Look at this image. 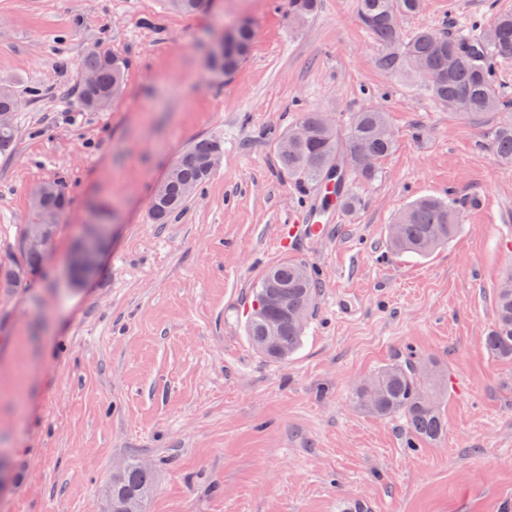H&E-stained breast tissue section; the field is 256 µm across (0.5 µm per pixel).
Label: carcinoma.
<instances>
[{
	"instance_id": "carcinoma-1",
	"label": "carcinoma",
	"mask_w": 512,
	"mask_h": 512,
	"mask_svg": "<svg viewBox=\"0 0 512 512\" xmlns=\"http://www.w3.org/2000/svg\"><path fill=\"white\" fill-rule=\"evenodd\" d=\"M318 0H288L290 14L300 23L317 10ZM357 17L362 27L381 46L377 67L389 75L411 82L421 80L415 69L419 62L440 72L442 80L423 84L440 106L468 119L498 114L490 149L504 165H512V108L497 81V72L512 63V13L496 16L490 24L469 18L458 32L448 36L421 27L409 38H402V21L420 12L421 0H356ZM254 39L252 26L243 22L224 34V53L216 69L229 75L245 60ZM81 83L76 94L86 111L107 108L124 86L127 62L105 43L87 50L79 63ZM19 107L14 92L0 94V155L12 151L16 131L13 112ZM300 125L307 137L291 142V133L279 137V160L288 178L298 184L319 185L336 178V205L349 209L356 199L350 189V176L365 181L375 179L380 162L394 147V134L382 108L371 106L355 116L349 127H335L322 112L304 111ZM224 140L203 137L184 150L163 179V190L150 204L151 220L167 224L185 206L188 188L198 189L208 182L214 168L210 159L222 158ZM48 194L33 203V223L46 224L62 212L68 198L58 183L47 184ZM463 211L453 198H425L411 203L393 220L398 235H387L393 252L411 251L420 255L453 238L462 223ZM280 286L288 296V316H278L276 340L280 348L295 352L302 343L306 321L319 293L316 279L305 265L283 261L270 267L260 278L255 296L265 292L268 282ZM251 343L258 349L266 343L264 323L249 321ZM486 350L497 360L512 362V272H508L494 291L493 324L484 338ZM354 404L381 418L400 417L410 435V447L418 440H435L446 431V421L436 392V374L413 357L381 371L370 382L352 393ZM153 486V472L139 459L126 463L112 480L110 512H123L127 503L141 501Z\"/></svg>"
}]
</instances>
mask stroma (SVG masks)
<instances>
[{"label": "stroma", "mask_w": 512, "mask_h": 512, "mask_svg": "<svg viewBox=\"0 0 512 512\" xmlns=\"http://www.w3.org/2000/svg\"><path fill=\"white\" fill-rule=\"evenodd\" d=\"M512 0H423L402 24L491 22ZM256 37L226 76L214 38ZM104 42L128 62L101 112L72 94ZM354 0H320L295 22L287 0H0V83L21 104L0 155V263L19 258L32 195L60 184L68 208L40 271L0 290V512H105L130 458L154 468L143 512H512V363L483 341L512 251V167L487 143L498 121L467 119L379 70ZM381 106L395 146L327 236L292 243L316 200L289 180L276 140L301 109L346 128ZM224 140L210 180L170 223L154 187L202 137ZM421 196L454 197L464 221L432 254L390 255L386 229ZM109 229L94 270L72 282L85 224ZM282 260L320 288L300 349L272 361L247 332L253 289ZM353 305L336 308L337 297ZM440 376L447 432L409 447L403 419L377 418L354 388L406 355Z\"/></svg>", "instance_id": "1"}]
</instances>
